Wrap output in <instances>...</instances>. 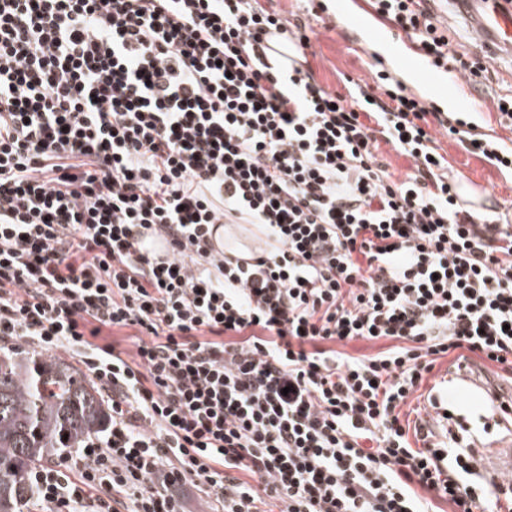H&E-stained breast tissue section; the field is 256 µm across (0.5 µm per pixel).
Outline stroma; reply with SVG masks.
Instances as JSON below:
<instances>
[{"instance_id":"obj_1","label":"stroma","mask_w":512,"mask_h":512,"mask_svg":"<svg viewBox=\"0 0 512 512\" xmlns=\"http://www.w3.org/2000/svg\"><path fill=\"white\" fill-rule=\"evenodd\" d=\"M329 13L338 15V23L319 24L311 36L307 64L316 80L326 89L347 94L343 76L372 81V65L382 60L384 70L413 91L436 101L440 97L452 99L457 111L472 114L481 132L512 140V131L503 128L493 109V98L512 92V66L505 62L492 65V74L483 89L466 95L458 83L439 75L427 81L416 68L417 49L412 40L387 21L377 17L368 0H322ZM439 152L448 162L451 174L467 187L482 185L488 188L491 200L512 204V178L502 176L497 169L476 155L465 152L454 140L439 137ZM461 362L448 356L437 361L432 373L420 389L419 396L410 398L408 409L416 410L419 421L426 423L434 439H441L445 429L457 430L469 424L480 444L488 445L507 437L508 431L499 424H484L482 413L467 407L459 408L458 418L442 425L432 422L431 395L448 374L460 370Z\"/></svg>"}]
</instances>
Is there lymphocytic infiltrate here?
I'll return each mask as SVG.
<instances>
[{
	"mask_svg": "<svg viewBox=\"0 0 512 512\" xmlns=\"http://www.w3.org/2000/svg\"><path fill=\"white\" fill-rule=\"evenodd\" d=\"M435 2L370 0L482 83ZM322 10L0 0V345L73 356L112 413L32 471L46 512H185L191 485L220 512H512L464 438L401 418L451 352L512 373V225L475 214L436 138L510 175L512 148L384 70L383 95L328 91L303 65ZM223 223L254 226L248 261L213 254ZM112 327L133 354L96 344ZM375 153L388 164L389 170L394 173L396 178H404L412 169V162L409 159L396 154L389 145L381 140Z\"/></svg>",
	"mask_w": 512,
	"mask_h": 512,
	"instance_id": "obj_1",
	"label": "lymphocytic infiltrate"
}]
</instances>
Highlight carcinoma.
I'll return each mask as SVG.
<instances>
[{
    "instance_id": "1",
    "label": "carcinoma",
    "mask_w": 512,
    "mask_h": 512,
    "mask_svg": "<svg viewBox=\"0 0 512 512\" xmlns=\"http://www.w3.org/2000/svg\"><path fill=\"white\" fill-rule=\"evenodd\" d=\"M100 390L68 365L0 354V512H33L31 469L98 433Z\"/></svg>"
}]
</instances>
